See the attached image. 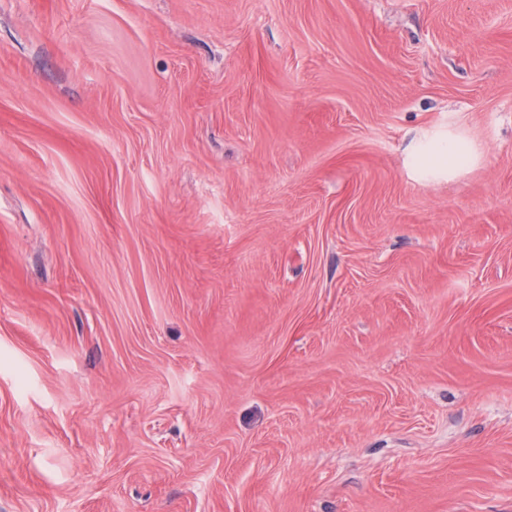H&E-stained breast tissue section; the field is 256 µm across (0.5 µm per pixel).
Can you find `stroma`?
<instances>
[{
	"label": "stroma",
	"instance_id": "1",
	"mask_svg": "<svg viewBox=\"0 0 512 512\" xmlns=\"http://www.w3.org/2000/svg\"><path fill=\"white\" fill-rule=\"evenodd\" d=\"M0 512H512V0H0ZM419 161L430 173L462 171L467 168L471 159L466 150L456 142L447 139H432L419 155Z\"/></svg>",
	"mask_w": 512,
	"mask_h": 512
}]
</instances>
